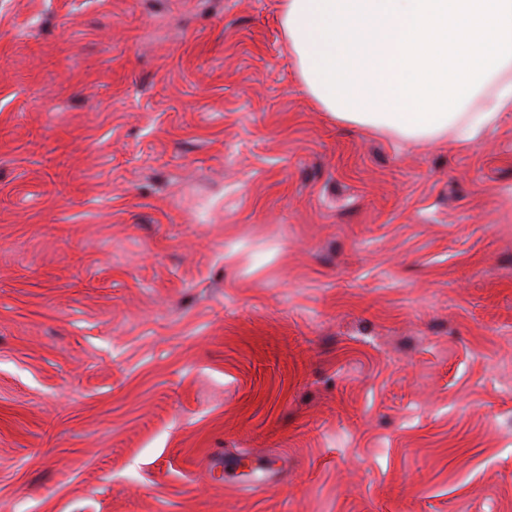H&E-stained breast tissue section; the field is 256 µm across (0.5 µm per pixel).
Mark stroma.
I'll return each instance as SVG.
<instances>
[{"label": "stroma", "instance_id": "stroma-1", "mask_svg": "<svg viewBox=\"0 0 512 512\" xmlns=\"http://www.w3.org/2000/svg\"><path fill=\"white\" fill-rule=\"evenodd\" d=\"M280 7L0 0V512H512V119H333Z\"/></svg>", "mask_w": 512, "mask_h": 512}]
</instances>
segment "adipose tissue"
I'll return each instance as SVG.
<instances>
[{
    "mask_svg": "<svg viewBox=\"0 0 512 512\" xmlns=\"http://www.w3.org/2000/svg\"><path fill=\"white\" fill-rule=\"evenodd\" d=\"M280 26L340 121L468 148L512 113V0H282Z\"/></svg>",
    "mask_w": 512,
    "mask_h": 512,
    "instance_id": "ef3b65f1",
    "label": "adipose tissue"
}]
</instances>
